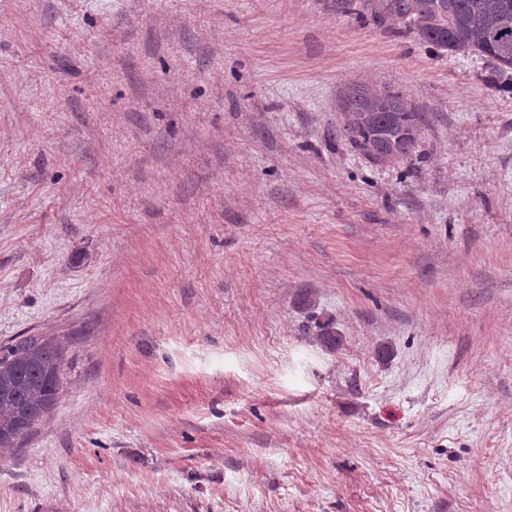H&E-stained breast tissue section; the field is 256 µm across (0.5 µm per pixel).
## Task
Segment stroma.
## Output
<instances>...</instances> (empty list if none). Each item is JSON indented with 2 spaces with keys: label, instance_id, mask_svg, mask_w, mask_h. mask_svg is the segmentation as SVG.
Here are the masks:
<instances>
[{
  "label": "stroma",
  "instance_id": "stroma-1",
  "mask_svg": "<svg viewBox=\"0 0 512 512\" xmlns=\"http://www.w3.org/2000/svg\"><path fill=\"white\" fill-rule=\"evenodd\" d=\"M337 2L0 0V343L72 359L0 512H512V91ZM346 109L342 135L374 163L414 152L422 116L400 94L355 84L346 94Z\"/></svg>",
  "mask_w": 512,
  "mask_h": 512
}]
</instances>
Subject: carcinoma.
<instances>
[{
  "instance_id": "1",
  "label": "carcinoma",
  "mask_w": 512,
  "mask_h": 512,
  "mask_svg": "<svg viewBox=\"0 0 512 512\" xmlns=\"http://www.w3.org/2000/svg\"><path fill=\"white\" fill-rule=\"evenodd\" d=\"M380 19H397L438 51L475 54L503 74L512 70V0H366ZM342 135L371 161L409 156L422 116L401 95L355 84L346 94ZM69 368L68 347L45 336L0 344V450L31 434L55 408Z\"/></svg>"
}]
</instances>
